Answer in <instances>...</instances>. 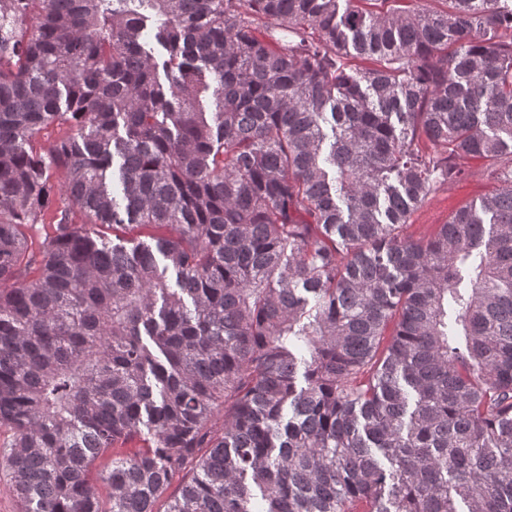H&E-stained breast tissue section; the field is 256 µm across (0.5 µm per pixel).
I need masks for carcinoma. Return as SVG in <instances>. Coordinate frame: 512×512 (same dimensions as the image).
<instances>
[{"label":"carcinoma","instance_id":"carcinoma-1","mask_svg":"<svg viewBox=\"0 0 512 512\" xmlns=\"http://www.w3.org/2000/svg\"><path fill=\"white\" fill-rule=\"evenodd\" d=\"M375 2L0 0L24 512H512V4ZM493 187L482 163L472 164L463 181L440 189L411 215L409 224L413 226L410 230L419 235L430 231L436 224H444L451 211L463 204L478 202Z\"/></svg>","mask_w":512,"mask_h":512}]
</instances>
